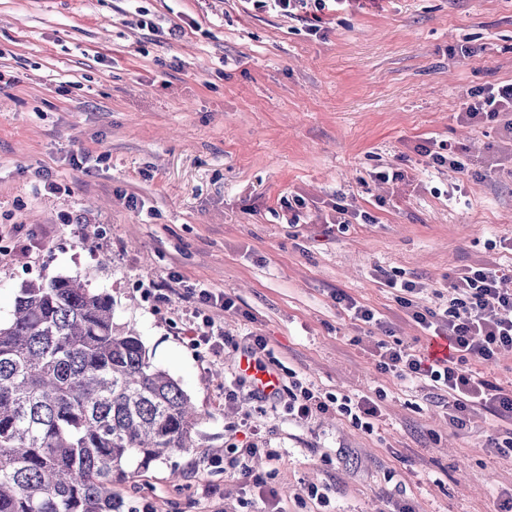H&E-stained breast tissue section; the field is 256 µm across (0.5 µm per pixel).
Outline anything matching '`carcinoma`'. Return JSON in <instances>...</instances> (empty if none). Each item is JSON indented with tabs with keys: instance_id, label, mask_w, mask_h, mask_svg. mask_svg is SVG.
<instances>
[{
	"instance_id": "carcinoma-1",
	"label": "carcinoma",
	"mask_w": 512,
	"mask_h": 512,
	"mask_svg": "<svg viewBox=\"0 0 512 512\" xmlns=\"http://www.w3.org/2000/svg\"><path fill=\"white\" fill-rule=\"evenodd\" d=\"M191 397L89 280L25 281L0 321V512H135L113 487L172 452Z\"/></svg>"
}]
</instances>
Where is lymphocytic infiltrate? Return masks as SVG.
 I'll return each mask as SVG.
<instances>
[{"instance_id":"1","label":"lymphocytic infiltrate","mask_w":512,"mask_h":512,"mask_svg":"<svg viewBox=\"0 0 512 512\" xmlns=\"http://www.w3.org/2000/svg\"><path fill=\"white\" fill-rule=\"evenodd\" d=\"M502 112H512V82L474 92L466 110L472 120L492 118ZM502 282V277L488 268L462 269L451 284V303L440 313L414 305L411 295L417 290L415 283L401 284L405 293L400 300L402 308L433 337L447 341L448 356L434 359L397 340L376 342L373 355L381 369L397 378L424 381L432 390L448 394L452 400L450 419L457 427H466L470 411L477 406L506 423L507 428L502 438L495 440L494 447L500 454L512 456V393L501 392L469 367L473 361L493 363L501 348L512 347V289L503 287ZM181 285L180 276L173 274L167 282L155 284L154 289L159 298L178 292L189 302L185 321L197 345L212 350L226 347L228 337L214 333L203 310L217 304L228 310L231 301L210 288L185 292ZM275 397L283 401L289 419L298 423L334 408L369 431L378 415V405L370 397L356 402L345 397H324L293 373L282 382Z\"/></svg>"}]
</instances>
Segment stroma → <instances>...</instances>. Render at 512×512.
Instances as JSON below:
<instances>
[{
    "label": "stroma",
    "mask_w": 512,
    "mask_h": 512,
    "mask_svg": "<svg viewBox=\"0 0 512 512\" xmlns=\"http://www.w3.org/2000/svg\"><path fill=\"white\" fill-rule=\"evenodd\" d=\"M510 81L512 0H347L318 18L255 0H0V225L16 227L0 243V318L26 280L89 277L198 410L191 448L119 485L126 501L500 512L512 457L492 447L494 418L478 408L457 429L424 383L381 371L371 349L388 334L424 352L434 342L387 279L416 282L434 310L468 266L512 289V117L465 116L472 89ZM430 139L466 171L430 163ZM383 170L405 178L375 179ZM336 203L373 223L337 230ZM173 272L232 300L207 315L234 342L266 336L272 370L378 397L373 431L333 410L295 423L243 389L226 398L237 351L197 346L184 302L149 289ZM340 291L389 331L353 321Z\"/></svg>",
    "instance_id": "stroma-1"
}]
</instances>
